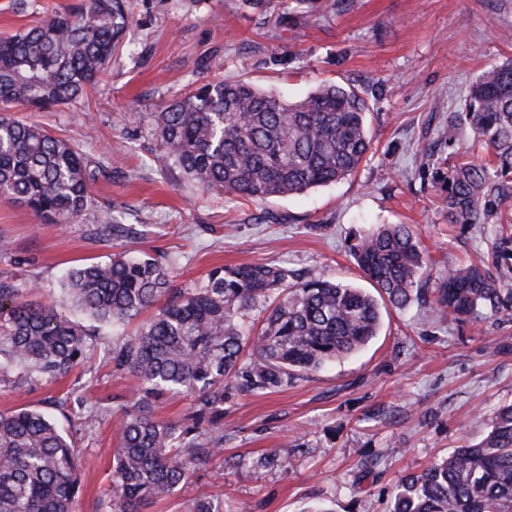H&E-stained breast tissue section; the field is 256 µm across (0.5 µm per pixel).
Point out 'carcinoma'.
<instances>
[{
  "label": "carcinoma",
  "mask_w": 512,
  "mask_h": 512,
  "mask_svg": "<svg viewBox=\"0 0 512 512\" xmlns=\"http://www.w3.org/2000/svg\"><path fill=\"white\" fill-rule=\"evenodd\" d=\"M130 11L125 0H86L21 32L0 38V201L29 207L48 224L72 223L92 207L91 185L107 166L91 165L74 144L8 113L13 105L66 106L95 86L120 48ZM368 93L323 83L290 101L247 81L206 82L150 113L161 160L205 192L255 203L298 194L353 176L372 150ZM466 129L468 157L432 163L448 222L495 227L492 265L450 266L429 288L428 251L407 224H379L355 238L356 265L376 294L341 280L307 279L273 263L224 266L190 292L170 288L163 253H119L83 263L60 280L48 303L38 285L0 275V386L70 376L94 350L102 325L130 323L161 298L166 303L107 361L130 376L138 397L119 405L113 451L112 512H141L172 492L199 463L224 447V388L240 393L280 388L367 345L381 307L427 301L459 322L512 317V288L500 262L512 260V59L484 69L460 111L448 115V144ZM100 238L137 231L95 206ZM261 325L246 330L258 304ZM73 306L86 321L62 313ZM193 397L178 420H160L154 400ZM77 431L112 415L60 398ZM482 439L407 474L389 512H512V403L486 423ZM80 492L73 437L38 409L0 412V512H72Z\"/></svg>",
  "instance_id": "obj_1"
}]
</instances>
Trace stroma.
<instances>
[{
	"instance_id": "stroma-1",
	"label": "stroma",
	"mask_w": 512,
	"mask_h": 512,
	"mask_svg": "<svg viewBox=\"0 0 512 512\" xmlns=\"http://www.w3.org/2000/svg\"><path fill=\"white\" fill-rule=\"evenodd\" d=\"M125 46L101 82L66 107H15L109 158L112 176L91 187L139 232L136 246L174 262L173 285L193 289L222 266L275 263L305 279L366 280L349 254L374 224H408L428 247L431 279L448 265L483 259L492 231L449 223L432 183V157L449 154L441 132L471 83L491 63L512 58V0H348L326 17L260 13L239 0H130ZM83 0H0L8 36ZM210 78L246 80L298 100L320 83L367 90L374 148L351 178L262 204L202 192L176 169L161 168L147 119ZM92 216L45 224L28 207L0 202V274L36 280L40 300L61 273L107 262L124 239L94 238ZM131 326L104 331L80 384L31 381L0 389V410H49L77 389L87 407L133 399V383L112 373L105 351ZM512 402V320L459 324L412 303L382 313L363 349L279 389L224 398V451L198 464L143 512H191L200 491L223 512H388L399 480L454 448L478 442L484 422ZM117 419L78 436L81 490L75 512H109ZM285 466H263L271 449Z\"/></svg>"
}]
</instances>
